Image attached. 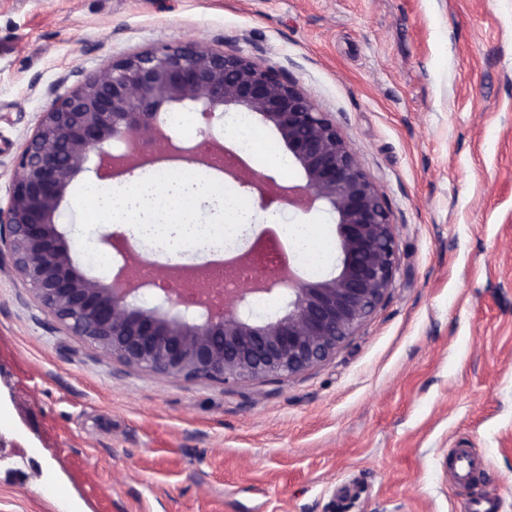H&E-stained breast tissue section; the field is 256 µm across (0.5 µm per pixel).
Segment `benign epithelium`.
Returning a JSON list of instances; mask_svg holds the SVG:
<instances>
[{"label": "benign epithelium", "instance_id": "1", "mask_svg": "<svg viewBox=\"0 0 512 512\" xmlns=\"http://www.w3.org/2000/svg\"><path fill=\"white\" fill-rule=\"evenodd\" d=\"M244 110L279 135L304 174L280 186L243 168L224 174L252 186L266 208L284 197L302 208L321 202L335 226L336 269L319 280L291 266L224 292V306L136 281L121 266L109 283L88 276L60 229L67 189L82 172L111 168L131 175L160 157L207 161L199 146L165 132L163 115ZM96 156L95 168L88 167ZM0 250L35 300L66 331L109 359L161 375L227 384L292 377L327 360L367 320L393 287L395 224L384 194L362 167L336 121L289 80L250 56L195 41L145 50L111 62L39 113L16 161L7 204L0 206ZM155 289L153 303L142 300ZM286 291L283 310L257 318L252 296Z\"/></svg>", "mask_w": 512, "mask_h": 512}]
</instances>
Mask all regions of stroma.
<instances>
[{
  "label": "stroma",
  "instance_id": "stroma-1",
  "mask_svg": "<svg viewBox=\"0 0 512 512\" xmlns=\"http://www.w3.org/2000/svg\"><path fill=\"white\" fill-rule=\"evenodd\" d=\"M186 41L253 55L342 129L393 215L388 297L327 361L222 385L104 357L0 256V512H512V0H0V199L40 112L123 56ZM235 147L216 114L177 140ZM237 250L309 224L280 201ZM220 248L146 253L196 269ZM469 449L476 481L449 460Z\"/></svg>",
  "mask_w": 512,
  "mask_h": 512
}]
</instances>
